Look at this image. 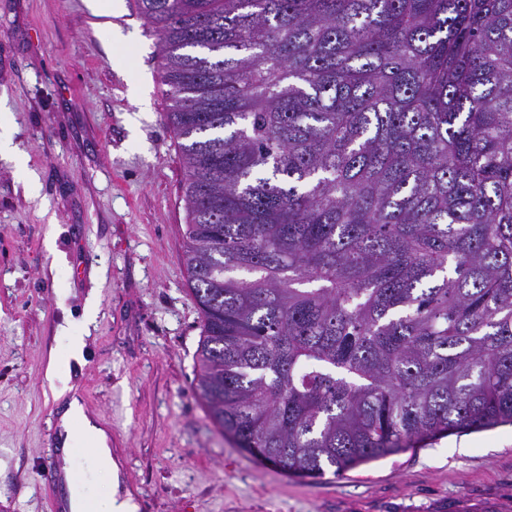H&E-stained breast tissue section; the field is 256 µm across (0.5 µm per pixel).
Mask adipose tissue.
<instances>
[{
  "label": "adipose tissue",
  "instance_id": "ef3b65f1",
  "mask_svg": "<svg viewBox=\"0 0 512 512\" xmlns=\"http://www.w3.org/2000/svg\"><path fill=\"white\" fill-rule=\"evenodd\" d=\"M59 426L65 435L67 446L63 452L64 473H71V462L77 444L89 448L85 472L87 476L104 474L110 489L98 499H91L78 483H70L66 506L69 512H136L137 505L132 494H119L117 490L118 464L108 447V433L97 415L88 412L78 398H70L59 416Z\"/></svg>",
  "mask_w": 512,
  "mask_h": 512
}]
</instances>
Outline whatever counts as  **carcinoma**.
<instances>
[{
  "mask_svg": "<svg viewBox=\"0 0 512 512\" xmlns=\"http://www.w3.org/2000/svg\"><path fill=\"white\" fill-rule=\"evenodd\" d=\"M136 6L215 427L318 480L511 425L512 0Z\"/></svg>",
  "mask_w": 512,
  "mask_h": 512,
  "instance_id": "carcinoma-1",
  "label": "carcinoma"
}]
</instances>
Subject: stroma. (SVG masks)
Returning <instances> with one entry per match:
<instances>
[{"label":"stroma","mask_w":512,"mask_h":512,"mask_svg":"<svg viewBox=\"0 0 512 512\" xmlns=\"http://www.w3.org/2000/svg\"><path fill=\"white\" fill-rule=\"evenodd\" d=\"M123 40H115L113 30ZM158 38L123 0H0V512H55L43 480L73 388L110 434L140 512H512V426L313 482L222 435L194 391L200 313L188 291L185 171ZM83 358L48 380L71 337Z\"/></svg>","instance_id":"obj_1"}]
</instances>
